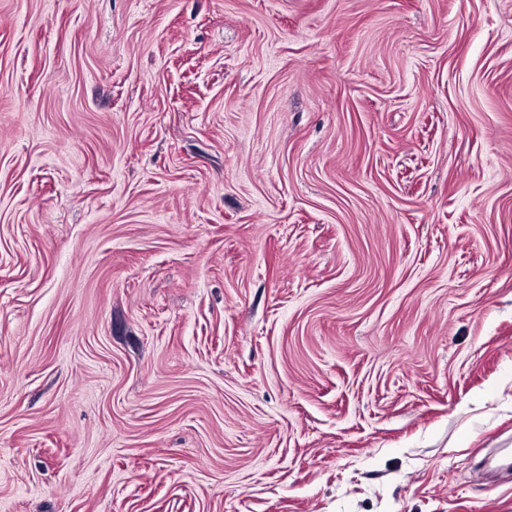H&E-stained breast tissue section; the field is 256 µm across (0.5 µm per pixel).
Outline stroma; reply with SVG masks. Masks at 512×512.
<instances>
[{"label":"stroma","instance_id":"1","mask_svg":"<svg viewBox=\"0 0 512 512\" xmlns=\"http://www.w3.org/2000/svg\"><path fill=\"white\" fill-rule=\"evenodd\" d=\"M512 0H0V512H512Z\"/></svg>","mask_w":512,"mask_h":512}]
</instances>
